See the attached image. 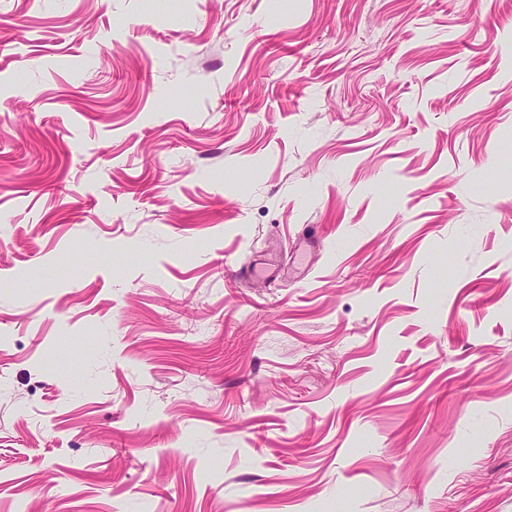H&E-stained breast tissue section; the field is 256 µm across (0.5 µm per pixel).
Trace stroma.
I'll return each mask as SVG.
<instances>
[{"instance_id": "35a3bbf8", "label": "stroma", "mask_w": 512, "mask_h": 512, "mask_svg": "<svg viewBox=\"0 0 512 512\" xmlns=\"http://www.w3.org/2000/svg\"><path fill=\"white\" fill-rule=\"evenodd\" d=\"M0 512H512V0H0Z\"/></svg>"}]
</instances>
